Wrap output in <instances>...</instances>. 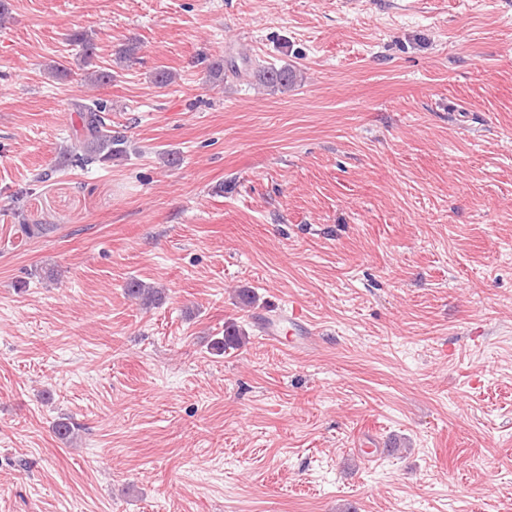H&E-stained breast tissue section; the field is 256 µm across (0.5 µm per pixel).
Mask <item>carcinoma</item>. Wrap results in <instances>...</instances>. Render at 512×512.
Returning <instances> with one entry per match:
<instances>
[{"label": "carcinoma", "mask_w": 512, "mask_h": 512, "mask_svg": "<svg viewBox=\"0 0 512 512\" xmlns=\"http://www.w3.org/2000/svg\"><path fill=\"white\" fill-rule=\"evenodd\" d=\"M71 41L81 45L84 63L89 65L94 55V39L87 32L77 31L71 34ZM259 81L270 88L286 90L295 81L293 71L288 68L274 66H261L257 69ZM79 111L84 113L81 138L75 142L74 147L67 151L70 161L84 168L95 164H103L112 160V157L123 152L125 138L120 133H112V126L105 122L102 112L106 111V104L94 100L90 104H82ZM127 294L149 304L155 301L157 291L138 281H132L126 288ZM246 342V333L234 323L224 327V337L215 343L218 350L225 352L229 349H238Z\"/></svg>", "instance_id": "1"}]
</instances>
